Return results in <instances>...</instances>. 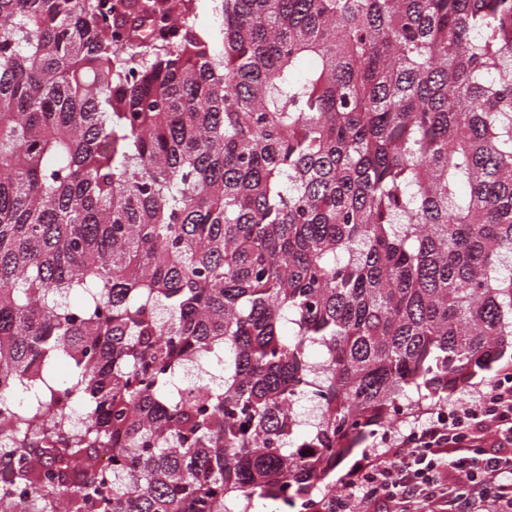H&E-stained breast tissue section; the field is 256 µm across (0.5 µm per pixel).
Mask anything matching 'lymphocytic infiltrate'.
Listing matches in <instances>:
<instances>
[{"instance_id": "obj_1", "label": "lymphocytic infiltrate", "mask_w": 512, "mask_h": 512, "mask_svg": "<svg viewBox=\"0 0 512 512\" xmlns=\"http://www.w3.org/2000/svg\"><path fill=\"white\" fill-rule=\"evenodd\" d=\"M512 512V372L353 464L331 512Z\"/></svg>"}]
</instances>
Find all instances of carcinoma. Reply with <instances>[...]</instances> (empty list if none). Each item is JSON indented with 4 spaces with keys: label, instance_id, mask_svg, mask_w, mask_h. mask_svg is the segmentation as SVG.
Wrapping results in <instances>:
<instances>
[{
    "label": "carcinoma",
    "instance_id": "carcinoma-1",
    "mask_svg": "<svg viewBox=\"0 0 512 512\" xmlns=\"http://www.w3.org/2000/svg\"><path fill=\"white\" fill-rule=\"evenodd\" d=\"M215 2L0 0L4 512L307 508L512 359V0ZM214 7L213 0H193V18L201 33L214 46H219L221 43L220 22Z\"/></svg>",
    "mask_w": 512,
    "mask_h": 512
}]
</instances>
